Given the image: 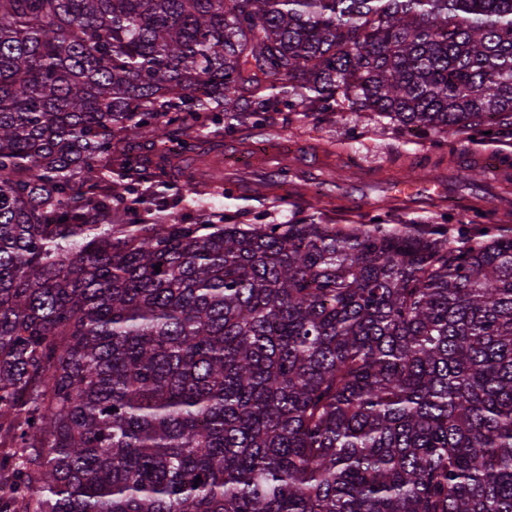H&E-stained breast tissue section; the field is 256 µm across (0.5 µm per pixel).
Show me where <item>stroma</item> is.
<instances>
[{
	"mask_svg": "<svg viewBox=\"0 0 512 512\" xmlns=\"http://www.w3.org/2000/svg\"><path fill=\"white\" fill-rule=\"evenodd\" d=\"M299 142L300 152L316 158L314 175L321 181H334L365 191L363 205L351 209L337 199L313 198L302 193L280 195L271 191L255 197L229 192L220 178L221 164L195 161V178L211 183L208 194L187 196L180 183H172L166 195L169 203L153 208L154 221L162 224H187L211 212L223 215L228 224H370L381 219L385 224H468L470 212L455 211L434 202L417 206L402 199L381 205L375 185L403 178L411 168L435 167L440 177L459 174L465 152L491 146L512 156V137L474 138L451 132L437 138L431 132L392 127L375 113L357 114L348 106L331 112L311 107L267 113L261 124L239 126L225 135L228 144L250 146L263 139Z\"/></svg>",
	"mask_w": 512,
	"mask_h": 512,
	"instance_id": "stroma-1",
	"label": "stroma"
}]
</instances>
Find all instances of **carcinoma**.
<instances>
[{"label":"carcinoma","mask_w":512,"mask_h":512,"mask_svg":"<svg viewBox=\"0 0 512 512\" xmlns=\"http://www.w3.org/2000/svg\"><path fill=\"white\" fill-rule=\"evenodd\" d=\"M301 103L512 136V0H0V512H512L511 230L126 223Z\"/></svg>","instance_id":"carcinoma-1"}]
</instances>
